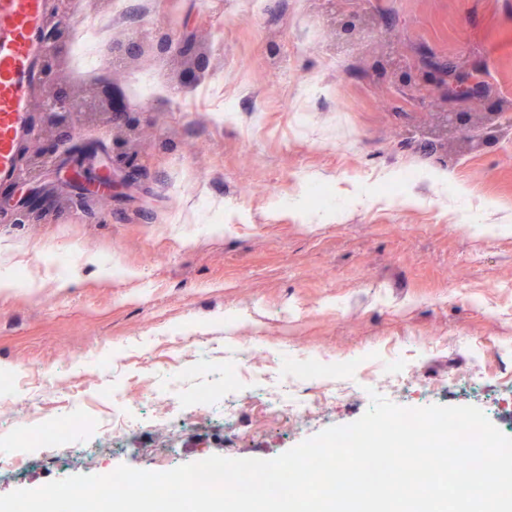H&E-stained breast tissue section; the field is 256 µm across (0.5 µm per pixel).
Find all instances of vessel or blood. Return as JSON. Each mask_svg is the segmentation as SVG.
I'll list each match as a JSON object with an SVG mask.
<instances>
[{
  "label": "vessel or blood",
  "mask_w": 512,
  "mask_h": 512,
  "mask_svg": "<svg viewBox=\"0 0 512 512\" xmlns=\"http://www.w3.org/2000/svg\"><path fill=\"white\" fill-rule=\"evenodd\" d=\"M42 0H0V181L15 175L14 146L27 132L29 84L43 46L34 34Z\"/></svg>",
  "instance_id": "b4317fda"
}]
</instances>
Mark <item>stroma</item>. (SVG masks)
Listing matches in <instances>:
<instances>
[{"label": "stroma", "mask_w": 512, "mask_h": 512, "mask_svg": "<svg viewBox=\"0 0 512 512\" xmlns=\"http://www.w3.org/2000/svg\"><path fill=\"white\" fill-rule=\"evenodd\" d=\"M70 21L102 19L94 56L61 58L70 81L131 88L132 110L93 116L68 144L95 140L91 168L122 162L134 185L85 217L55 174L54 199L0 223V415L37 402L55 430L87 397L123 411L122 436L89 433L21 467L0 495L125 464L164 472L213 455L269 460L359 419L370 391L405 407L474 405L512 432V135L478 148L444 112L512 103V0H64ZM196 32L205 77L182 85L163 36ZM347 60L337 64V53ZM489 75L482 102L449 104ZM327 188L317 204L314 188ZM268 351L224 399L190 402L182 370L206 348L224 374L245 341ZM323 364L352 383L321 397ZM401 387L384 389L394 362ZM479 364L478 383L453 381ZM51 374L36 379L38 368ZM289 381L315 400L289 425L253 392Z\"/></svg>", "instance_id": "1"}]
</instances>
